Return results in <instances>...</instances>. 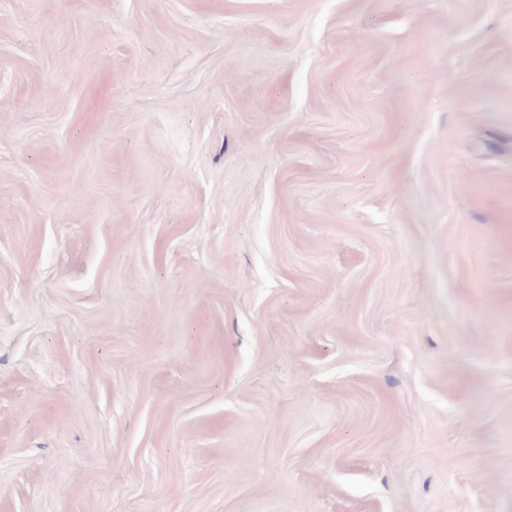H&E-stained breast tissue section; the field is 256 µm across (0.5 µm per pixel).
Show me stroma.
I'll list each match as a JSON object with an SVG mask.
<instances>
[{"label":"stroma","mask_w":512,"mask_h":512,"mask_svg":"<svg viewBox=\"0 0 512 512\" xmlns=\"http://www.w3.org/2000/svg\"><path fill=\"white\" fill-rule=\"evenodd\" d=\"M0 512H512V0H0Z\"/></svg>","instance_id":"35a3bbf8"}]
</instances>
